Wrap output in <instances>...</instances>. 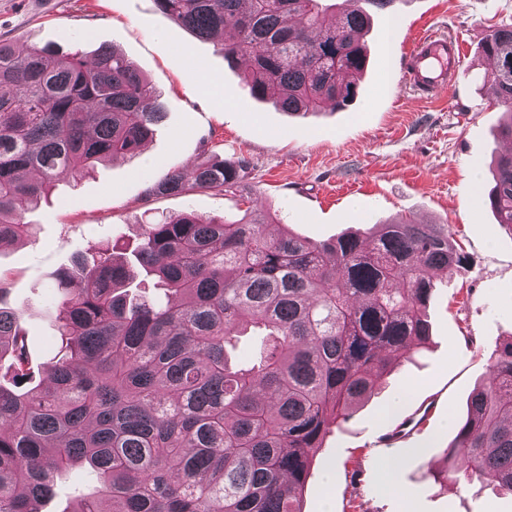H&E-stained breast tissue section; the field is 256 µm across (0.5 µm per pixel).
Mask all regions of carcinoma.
<instances>
[{
	"label": "carcinoma",
	"instance_id": "obj_1",
	"mask_svg": "<svg viewBox=\"0 0 512 512\" xmlns=\"http://www.w3.org/2000/svg\"><path fill=\"white\" fill-rule=\"evenodd\" d=\"M155 2L199 39L233 27L224 58L247 65L251 95L306 116L355 99L371 14L393 0H356L339 17L322 0ZM482 54L512 142V25ZM158 98L107 44L88 65L77 50L0 39V246L28 236L26 206L59 179L137 156L164 118ZM248 179L247 162L223 160L147 187L230 193L236 211L164 216L129 253L91 245L56 274L60 346L38 367L0 280V512H40L56 475L79 465L99 489L68 512H301L331 427L427 344L434 279L466 262L448 225L398 217L365 239L274 234ZM487 202L511 231L512 153L496 160ZM134 267L162 299L132 291ZM248 330L259 352L242 362L231 350ZM485 476L512 495V339L496 346L435 474Z\"/></svg>",
	"mask_w": 512,
	"mask_h": 512
}]
</instances>
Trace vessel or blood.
I'll return each mask as SVG.
<instances>
[{
    "mask_svg": "<svg viewBox=\"0 0 512 512\" xmlns=\"http://www.w3.org/2000/svg\"><path fill=\"white\" fill-rule=\"evenodd\" d=\"M465 57L459 39L421 31L405 53L404 81L422 97L435 98L460 76Z\"/></svg>",
    "mask_w": 512,
    "mask_h": 512,
    "instance_id": "1",
    "label": "vessel or blood"
}]
</instances>
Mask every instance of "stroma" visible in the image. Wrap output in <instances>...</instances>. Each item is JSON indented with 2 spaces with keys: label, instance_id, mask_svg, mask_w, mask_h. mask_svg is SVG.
<instances>
[{
  "label": "stroma",
  "instance_id": "obj_1",
  "mask_svg": "<svg viewBox=\"0 0 512 512\" xmlns=\"http://www.w3.org/2000/svg\"><path fill=\"white\" fill-rule=\"evenodd\" d=\"M503 24H512V0H394L373 15L370 64L352 104L294 117L253 98L245 64L228 63L219 42L164 18L154 0H0V37L77 48L87 57L99 44L113 46L152 79L166 114L145 155L57 183L26 211L29 237L0 247V278L11 305L24 311L35 363L57 351L60 269L96 241L135 244L154 217L234 211L229 195L150 197L146 189L174 166L242 158L259 202L307 239L365 236L403 216L448 225L467 257L435 281L426 347L327 436L311 464L303 512H512V496L491 480L455 489L433 478L496 345L512 338V231L485 202L492 164L512 143L498 135L492 65L479 51ZM424 26L469 48L465 71L432 100L418 98L402 73L405 49ZM385 458L396 462L392 493L380 478ZM96 487L90 470L67 471L41 512H64Z\"/></svg>",
  "mask_w": 512,
  "mask_h": 512
}]
</instances>
